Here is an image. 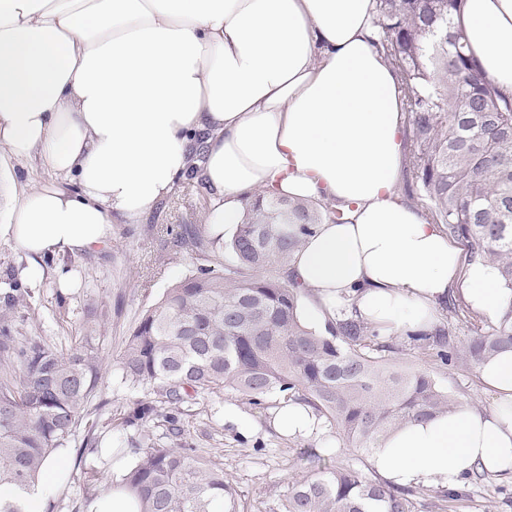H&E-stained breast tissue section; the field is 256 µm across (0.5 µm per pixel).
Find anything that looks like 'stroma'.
I'll return each mask as SVG.
<instances>
[{"label": "stroma", "instance_id": "obj_1", "mask_svg": "<svg viewBox=\"0 0 512 512\" xmlns=\"http://www.w3.org/2000/svg\"><path fill=\"white\" fill-rule=\"evenodd\" d=\"M210 192L201 178L178 180L172 193L136 224L117 222L112 242L101 250L73 255L53 254L41 262L40 282L30 289L24 304L16 306L19 319L34 318L40 335L67 347L74 343L86 322L98 323L106 357L96 397L90 407L92 432L111 439L113 447L127 448L141 439L140 430L124 426L137 392L120 382L119 356L123 343L140 312L156 303L165 290L191 274L189 257L170 259V229L182 224L204 223ZM75 269L78 288L63 291L56 274ZM400 365L430 372L459 400L490 405L476 369L438 363L430 351L405 346L397 353ZM283 402L270 395L265 408L250 405L246 398L228 391L223 396L202 395L183 408L185 443L194 454L218 463L235 490L238 512H279V497L293 481L318 463L308 457L311 448L335 458L338 465L367 469L368 457L348 450L328 424L307 436L280 433L273 420ZM232 411L250 424L241 434L225 419ZM89 431L78 429L69 447L70 478L58 493L50 512H84L85 503L101 493L108 480L105 462L84 439ZM414 512H512V479L494 474L475 484H465L458 500L444 498L436 488H414Z\"/></svg>", "mask_w": 512, "mask_h": 512}]
</instances>
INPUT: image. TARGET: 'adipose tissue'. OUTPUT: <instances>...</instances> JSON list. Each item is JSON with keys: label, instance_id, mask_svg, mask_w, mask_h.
Listing matches in <instances>:
<instances>
[{"label": "adipose tissue", "instance_id": "1", "mask_svg": "<svg viewBox=\"0 0 512 512\" xmlns=\"http://www.w3.org/2000/svg\"><path fill=\"white\" fill-rule=\"evenodd\" d=\"M374 0H0V148L53 180L9 197L1 233L38 279L47 254L89 253L112 219L139 222L199 167L212 234L234 235L245 194L334 204L290 264L309 326L346 313L380 335L432 330L450 289L487 317L512 304L488 263L461 251L397 190L404 105L375 45ZM485 75L512 94V0H463L458 18ZM491 407L463 403L372 449L398 487L459 489L512 474V352L478 368ZM46 461L22 501L43 512L68 473ZM87 512H141L124 485Z\"/></svg>", "mask_w": 512, "mask_h": 512}]
</instances>
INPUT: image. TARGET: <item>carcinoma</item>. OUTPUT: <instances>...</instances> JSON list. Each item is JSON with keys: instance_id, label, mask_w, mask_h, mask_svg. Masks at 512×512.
<instances>
[{"instance_id": "cac0c4a2", "label": "carcinoma", "mask_w": 512, "mask_h": 512, "mask_svg": "<svg viewBox=\"0 0 512 512\" xmlns=\"http://www.w3.org/2000/svg\"><path fill=\"white\" fill-rule=\"evenodd\" d=\"M462 0H376L377 46L400 77L412 116L409 164L434 223L465 243L470 262L493 263L512 292V97L498 90L466 51L454 15ZM342 224L343 213L314 201L256 194L225 251L205 224H183L174 254L194 260L192 273L141 312L119 358L121 383L150 386L125 418L128 426L165 423L170 444L133 449L127 486L142 512H236L224 469L185 447L181 407L226 390L264 408L273 393L304 404L337 430L346 447L369 452L390 431L457 405L427 371H402L366 322L346 314L328 334L301 317L303 289L286 267L314 226ZM0 311V512H23L21 494L43 462L76 435L96 391L104 356L95 325L67 349L19 331L18 282ZM458 343L443 329L410 338L444 366H478L512 350V306L496 324L476 326ZM281 512H413L411 492L359 469L323 464L296 480Z\"/></svg>"}]
</instances>
